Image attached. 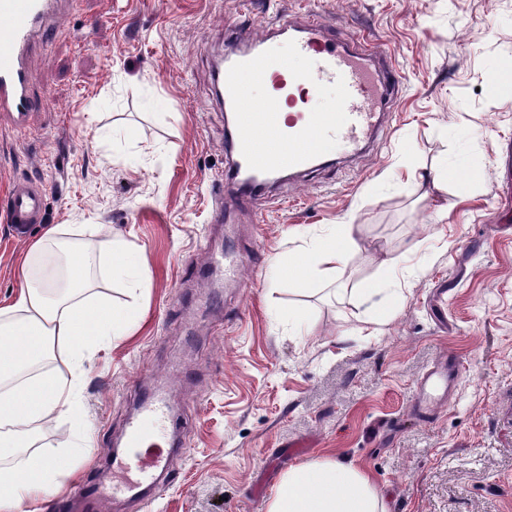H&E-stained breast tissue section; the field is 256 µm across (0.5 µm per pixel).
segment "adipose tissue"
Wrapping results in <instances>:
<instances>
[{
  "instance_id": "adipose-tissue-1",
  "label": "adipose tissue",
  "mask_w": 512,
  "mask_h": 512,
  "mask_svg": "<svg viewBox=\"0 0 512 512\" xmlns=\"http://www.w3.org/2000/svg\"><path fill=\"white\" fill-rule=\"evenodd\" d=\"M96 247L73 228L49 227L22 261L19 292L0 307V512L40 505L60 490L64 461H48L38 449L44 427L57 415L82 416L76 379L88 348L106 349L127 335L137 311L118 308L92 288L102 253H110L111 278L129 277L138 264L128 244L104 225H92ZM355 244L354 227L331 225L309 237L290 262L273 258L274 275L289 267L336 282ZM267 512H390L376 483L352 461L322 457L289 468L268 500Z\"/></svg>"
}]
</instances>
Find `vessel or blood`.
<instances>
[{
    "instance_id": "b4317fda",
    "label": "vessel or blood",
    "mask_w": 512,
    "mask_h": 512,
    "mask_svg": "<svg viewBox=\"0 0 512 512\" xmlns=\"http://www.w3.org/2000/svg\"><path fill=\"white\" fill-rule=\"evenodd\" d=\"M67 2L0 0V120L14 128H27L42 108L31 71L34 39L54 29ZM288 32L293 35L288 42L289 57L307 62L304 72L291 78V86L306 93L332 85L338 93V105L335 111L316 117L296 113L284 124L278 99L266 100L259 112L249 108L251 89L239 76L247 72L259 82L279 79L285 63L279 57L278 39ZM224 41L225 54L214 64L212 81L222 105L233 117L224 142L233 164L217 178L214 190L243 209L256 207L274 175L310 170L319 155V141L333 139L347 149H362L378 129L382 104L398 92L402 80L385 51L365 39L353 43L342 40L334 27L316 14L298 23L291 13H276L266 36L249 48L241 47L237 27L226 28ZM43 214V190L29 181L14 182L0 209V218L13 226L40 223ZM460 379V362L452 356L423 373L417 384L422 397L415 413L429 417L437 395L456 387ZM166 416L162 401L144 395L137 414L127 423L125 449L112 457L113 470L125 473V481L108 491L93 478H86L74 492L53 502L54 512H107L115 494L128 501L149 502L157 480L170 474L172 448L168 442L153 438L147 422Z\"/></svg>"
}]
</instances>
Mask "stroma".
<instances>
[{"mask_svg": "<svg viewBox=\"0 0 512 512\" xmlns=\"http://www.w3.org/2000/svg\"><path fill=\"white\" fill-rule=\"evenodd\" d=\"M326 18L344 39L368 38L403 83L370 151L328 149V162L274 184L237 223H215L213 176L227 114L211 85L224 30L247 38L274 16L267 0H81L35 62L45 108L30 127L0 126V193L42 184L43 221L23 236L0 222V306L19 291L28 247L55 224H104L142 265L137 290L102 280L140 321L84 365L83 442L61 415L42 451L67 458L71 490L89 471L112 479V454L148 388L166 395L187 446L150 512H266L281 476L321 456L355 461L392 512H512V0H282ZM443 168L444 191L425 174ZM446 205L447 216L435 211ZM356 227L357 246L334 298L269 277L274 256L299 251L302 232ZM234 242L258 266L243 284L198 278L208 253ZM403 302L374 328L359 321L356 289L385 287L388 259ZM445 287L448 330L429 314ZM306 308L312 335L284 318ZM461 384L427 420L416 382L443 354Z\"/></svg>", "mask_w": 512, "mask_h": 512, "instance_id": "stroma-1", "label": "stroma"}]
</instances>
